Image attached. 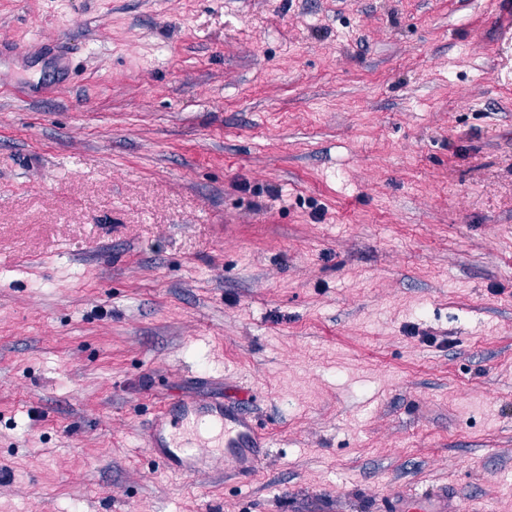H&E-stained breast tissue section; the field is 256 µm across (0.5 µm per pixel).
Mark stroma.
Here are the masks:
<instances>
[{"label":"stroma","instance_id":"obj_1","mask_svg":"<svg viewBox=\"0 0 512 512\" xmlns=\"http://www.w3.org/2000/svg\"><path fill=\"white\" fill-rule=\"evenodd\" d=\"M270 435L161 470L156 405ZM512 512L499 0H0V512ZM387 512H460V504L448 497V490L431 493H416L390 501Z\"/></svg>","mask_w":512,"mask_h":512}]
</instances>
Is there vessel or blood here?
Segmentation results:
<instances>
[{"instance_id":"1","label":"vessel or blood","mask_w":512,"mask_h":512,"mask_svg":"<svg viewBox=\"0 0 512 512\" xmlns=\"http://www.w3.org/2000/svg\"><path fill=\"white\" fill-rule=\"evenodd\" d=\"M143 443L159 468L179 475H195L226 461L237 471L252 472L269 446L245 410L191 397L155 410ZM387 512H461V507L443 489L399 497L388 503Z\"/></svg>"}]
</instances>
